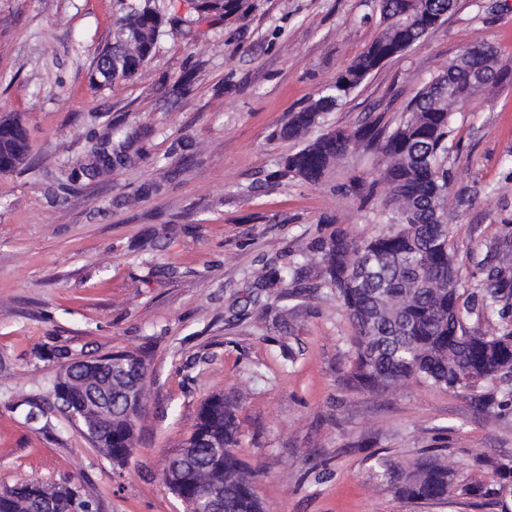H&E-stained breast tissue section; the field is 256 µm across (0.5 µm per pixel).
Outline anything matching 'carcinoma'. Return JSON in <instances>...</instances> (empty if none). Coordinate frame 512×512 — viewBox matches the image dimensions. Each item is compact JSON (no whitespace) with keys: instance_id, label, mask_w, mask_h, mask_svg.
I'll return each mask as SVG.
<instances>
[{"instance_id":"cac0c4a2","label":"carcinoma","mask_w":512,"mask_h":512,"mask_svg":"<svg viewBox=\"0 0 512 512\" xmlns=\"http://www.w3.org/2000/svg\"><path fill=\"white\" fill-rule=\"evenodd\" d=\"M124 14L117 20L112 44L103 55L111 58L109 87L134 78L155 49L163 26V15L155 0H120ZM198 16L228 15L238 11L243 0H193ZM381 34L336 78L323 85L309 104L288 114L273 137L293 140L301 147L280 158L274 179L316 184L350 152L373 149L382 156V168L371 191L381 189L388 223L375 235L356 239L341 229L315 240L307 251L319 266L317 277L333 288L346 310L353 329L354 360L350 382L372 393H389L415 379L446 391L479 388L483 382L512 377V332L469 330L465 317L477 312L486 317H504L512 297V250L497 247V260L488 272L489 285L479 294L464 295L460 263L449 246V228L444 211L448 193V137L453 131V113L440 103L439 84L448 76L467 102L472 93L474 71L498 83L493 48L479 45L461 66L448 65L416 93L399 123L389 128L376 121L346 135L343 128L325 126L326 116L336 111L367 77L382 65L386 46L399 37L420 45L432 25L443 17L453 0H378ZM136 133L119 126L92 144L79 166L89 180L118 171L141 158L135 149ZM31 152L26 127L18 119L5 118L0 125V173L24 164ZM307 266L284 265L272 259L264 265L251 287L269 291L306 279ZM113 369L140 372L147 378V355L138 351L110 354ZM85 422L97 426L104 438H112L102 449L112 463L128 462L123 448L135 438L131 420L109 411H91ZM192 435L185 447L191 458H177L167 468H180L181 482L165 479L173 494L190 493L207 486L224 500V512H266L255 492L256 471L237 452L236 405L222 393L208 396L198 410ZM222 446L216 453L211 441ZM496 485H463L454 482L453 468L438 454L425 455L408 466L387 465L382 476L405 500L437 503L452 494L483 497L512 512L503 490H512V466L497 467ZM0 512H99L72 478L46 486L23 482L0 491Z\"/></svg>"}]
</instances>
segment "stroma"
<instances>
[{
  "label": "stroma",
  "mask_w": 512,
  "mask_h": 512,
  "mask_svg": "<svg viewBox=\"0 0 512 512\" xmlns=\"http://www.w3.org/2000/svg\"><path fill=\"white\" fill-rule=\"evenodd\" d=\"M184 23L160 37L138 75L99 87L90 75L111 42L117 0H0V118L21 116L32 154L0 174V487L71 476L101 512H183L163 468L189 438L201 402L234 397L239 457L266 512H493L484 499H399L376 464L438 449L463 484H492L512 466V407L478 412L466 392L416 380L391 394L353 387V329L333 290L287 306L288 332L236 320L231 304L271 259L292 261L331 227L353 237L388 220L369 182L378 153L347 155L325 182L284 181L251 196L275 159L297 148L268 135L314 98L380 32L375 0H245L232 15L197 18L188 0H160ZM495 46L512 71V0H455L422 46L390 59L327 117L350 130L395 124L419 88L468 47ZM193 68L191 92L170 93ZM124 122L146 160L96 180L73 179L89 133ZM192 138L164 178L157 160ZM445 213L467 289L494 243L512 241V82L477 94L448 139ZM165 186L125 207L120 195ZM143 349L150 355L136 452L113 465L52 405L28 419L61 366Z\"/></svg>",
  "instance_id": "35a3bbf8"
}]
</instances>
